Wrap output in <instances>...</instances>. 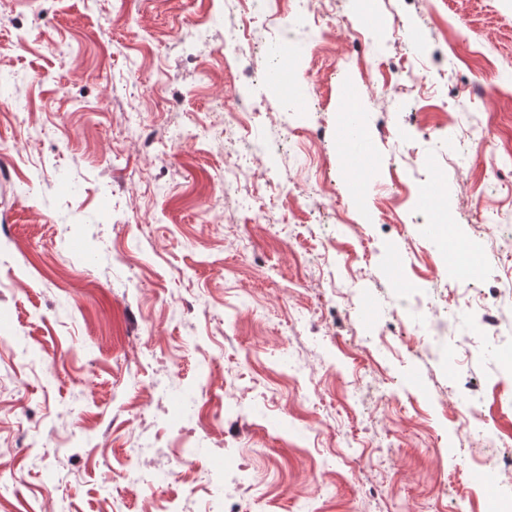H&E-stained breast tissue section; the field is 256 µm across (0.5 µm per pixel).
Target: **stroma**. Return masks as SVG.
I'll list each match as a JSON object with an SVG mask.
<instances>
[{
    "instance_id": "obj_1",
    "label": "stroma",
    "mask_w": 512,
    "mask_h": 512,
    "mask_svg": "<svg viewBox=\"0 0 512 512\" xmlns=\"http://www.w3.org/2000/svg\"><path fill=\"white\" fill-rule=\"evenodd\" d=\"M356 4L330 8L360 29ZM388 6L421 51L376 31V60L436 85L449 115L442 127L405 88L382 101L368 93L351 29L335 30L317 54L319 30L280 16L275 35L309 47L303 70L318 77L321 100L320 109L289 115L269 97L265 53L225 63L235 19L224 0H12L0 9V142L33 160L0 173V309L13 320L0 328V435L30 431L23 456L0 455V512H26L50 483L43 512H205L198 479L219 442L248 465L224 476L226 512L240 507L244 484L261 512H388L394 501L405 512H483L500 485L492 467L473 463L441 406L419 395L478 402L512 446V375L490 352L450 374L402 346L415 328L396 314L394 289L448 292L457 261L431 279L417 259L431 249L429 211L407 200L399 225H380L372 189L395 177L438 181L457 232L471 235L482 216L470 202L492 192L503 159L467 143L465 132L488 121L512 136V70L484 74L495 95L462 94L471 73L459 58L477 49L512 59V0H377L375 8ZM202 22L205 48L190 36ZM170 73L181 106L153 111ZM229 85L260 108L253 135L281 179L228 207L219 178L244 148L218 135L224 115L214 103ZM385 119L402 123V137L379 134ZM141 122L176 127L177 158L144 148ZM284 124L318 137L294 146L278 135ZM414 152L429 166L390 172L392 160ZM313 165L363 227L365 271L319 260L354 241L330 199L292 204ZM263 211L286 225L285 239L273 238ZM339 282L367 295L366 310L317 309ZM195 299L197 315H183L181 303ZM370 336L376 383L357 390L355 346ZM203 387L221 425L180 449L151 417L148 395L177 398L193 416ZM142 451L159 466L130 480ZM357 453L365 459L350 468ZM173 470L191 481L170 479ZM369 485L385 495L366 496Z\"/></svg>"
}]
</instances>
